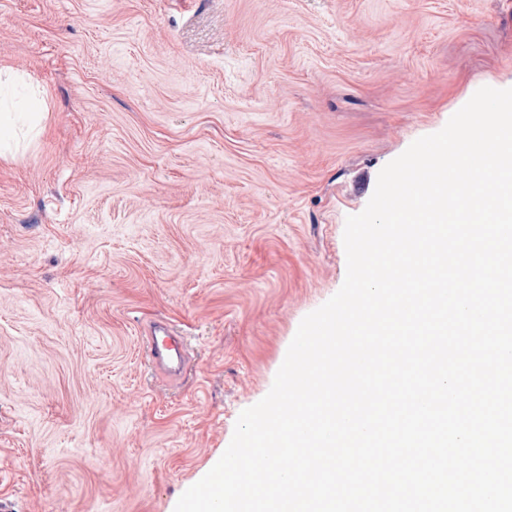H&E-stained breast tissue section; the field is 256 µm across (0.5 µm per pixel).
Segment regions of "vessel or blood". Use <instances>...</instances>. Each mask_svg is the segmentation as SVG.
Here are the masks:
<instances>
[{
	"label": "vessel or blood",
	"instance_id": "obj_1",
	"mask_svg": "<svg viewBox=\"0 0 512 512\" xmlns=\"http://www.w3.org/2000/svg\"><path fill=\"white\" fill-rule=\"evenodd\" d=\"M143 356L154 370L171 380L183 378L190 370L187 337L164 320L151 323L143 342Z\"/></svg>",
	"mask_w": 512,
	"mask_h": 512
}]
</instances>
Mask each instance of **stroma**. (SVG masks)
Returning <instances> with one entry per match:
<instances>
[{
	"mask_svg": "<svg viewBox=\"0 0 512 512\" xmlns=\"http://www.w3.org/2000/svg\"><path fill=\"white\" fill-rule=\"evenodd\" d=\"M0 500L174 512L342 286L348 216L481 87L512 0H0ZM192 344L176 387L142 341ZM43 104L44 100L39 103L33 94L20 109L25 112H1L0 108L1 158L14 157L29 136L39 134L45 114L39 108Z\"/></svg>",
	"mask_w": 512,
	"mask_h": 512,
	"instance_id": "stroma-1",
	"label": "stroma"
}]
</instances>
